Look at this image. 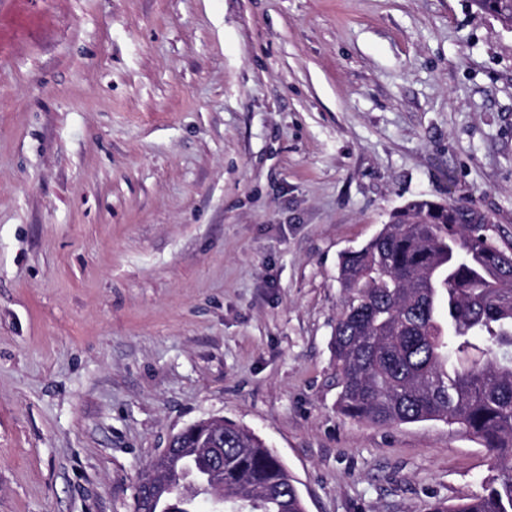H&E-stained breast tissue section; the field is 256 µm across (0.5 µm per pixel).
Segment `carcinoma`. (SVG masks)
Masks as SVG:
<instances>
[{"label": "carcinoma", "instance_id": "obj_1", "mask_svg": "<svg viewBox=\"0 0 512 512\" xmlns=\"http://www.w3.org/2000/svg\"><path fill=\"white\" fill-rule=\"evenodd\" d=\"M512 25V0H474ZM345 301L332 331L337 408L374 425L438 420L474 436L497 474L484 493L431 512H512V250L481 211L407 202L362 247L343 253ZM210 440L186 428L161 461L167 478L135 512H196L212 481L224 512H306L296 480L254 433L224 423V472L199 452Z\"/></svg>", "mask_w": 512, "mask_h": 512}]
</instances>
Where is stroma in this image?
Segmentation results:
<instances>
[{
  "label": "stroma",
  "instance_id": "1",
  "mask_svg": "<svg viewBox=\"0 0 512 512\" xmlns=\"http://www.w3.org/2000/svg\"><path fill=\"white\" fill-rule=\"evenodd\" d=\"M416 198L512 241V28L472 0H0V512H134L224 418L307 512L481 494L336 409L340 255Z\"/></svg>",
  "mask_w": 512,
  "mask_h": 512
}]
</instances>
